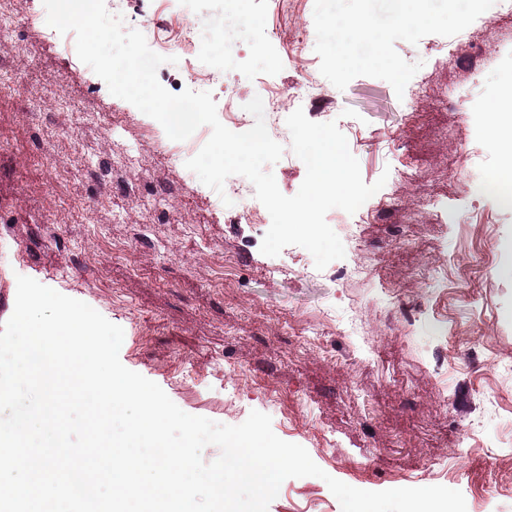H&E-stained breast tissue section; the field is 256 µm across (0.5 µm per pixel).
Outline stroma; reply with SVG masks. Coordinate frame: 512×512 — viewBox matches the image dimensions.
I'll return each mask as SVG.
<instances>
[{
    "instance_id": "1",
    "label": "stroma",
    "mask_w": 512,
    "mask_h": 512,
    "mask_svg": "<svg viewBox=\"0 0 512 512\" xmlns=\"http://www.w3.org/2000/svg\"><path fill=\"white\" fill-rule=\"evenodd\" d=\"M313 11L314 0H299L289 20L277 0H130L123 19L135 29L190 18L211 56L162 65L158 80L178 93L188 69L204 71L220 121L237 133L246 127L229 114L260 85L295 95L301 77L316 82L323 100L305 102V115L336 122L365 183L387 179L360 211L327 213L345 256L321 271L300 246L262 254L271 220L252 219L247 178L231 176L241 198L225 205L184 160L167 163L176 142L50 38L45 18H16L13 0H0L13 20L0 63L15 69L13 90L0 92V324L17 276L33 278L122 327L121 363L188 414L238 425L257 410L350 486L441 485L463 494L467 512H512V208L488 189L512 151V16L481 14L453 68L443 36L397 41L422 64L399 96L378 78L342 90L324 78ZM292 24L308 33L303 52L288 41ZM483 41L495 54L470 56L468 44ZM422 83L426 101L413 97ZM451 89L462 110L440 105ZM112 108L128 115L123 133L96 118ZM286 118L266 124L286 148L270 170L292 196L306 167ZM132 147L136 194L100 189L98 164ZM403 169L412 181L398 178ZM80 198L93 202L82 218L70 212ZM268 512L342 508L324 478L302 477L282 483Z\"/></svg>"
}]
</instances>
